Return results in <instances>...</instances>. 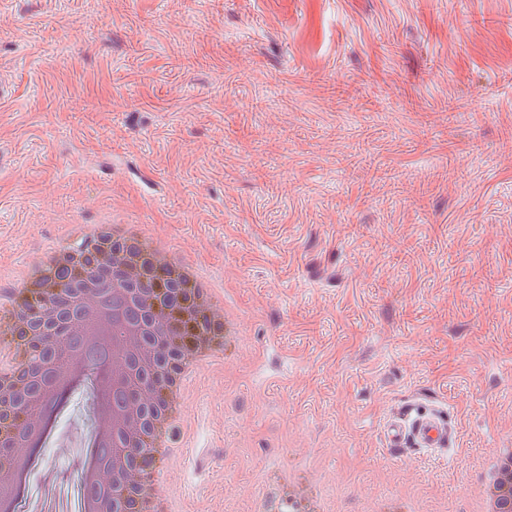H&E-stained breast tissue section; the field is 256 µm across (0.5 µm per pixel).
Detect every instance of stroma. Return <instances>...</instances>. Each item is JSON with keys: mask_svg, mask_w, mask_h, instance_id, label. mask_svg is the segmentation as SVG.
<instances>
[{"mask_svg": "<svg viewBox=\"0 0 512 512\" xmlns=\"http://www.w3.org/2000/svg\"><path fill=\"white\" fill-rule=\"evenodd\" d=\"M0 290L104 212L220 284L175 512H471L512 448V0H0ZM451 448L384 446L405 406ZM86 397L28 512H77Z\"/></svg>", "mask_w": 512, "mask_h": 512, "instance_id": "stroma-1", "label": "stroma"}]
</instances>
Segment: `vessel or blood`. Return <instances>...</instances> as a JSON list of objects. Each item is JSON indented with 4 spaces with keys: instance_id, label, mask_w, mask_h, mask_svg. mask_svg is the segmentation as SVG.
Segmentation results:
<instances>
[{
    "instance_id": "b4317fda",
    "label": "vessel or blood",
    "mask_w": 512,
    "mask_h": 512,
    "mask_svg": "<svg viewBox=\"0 0 512 512\" xmlns=\"http://www.w3.org/2000/svg\"><path fill=\"white\" fill-rule=\"evenodd\" d=\"M387 448L399 453L407 447L446 448L452 442V429L436 412L403 410L390 417L383 426Z\"/></svg>"
}]
</instances>
